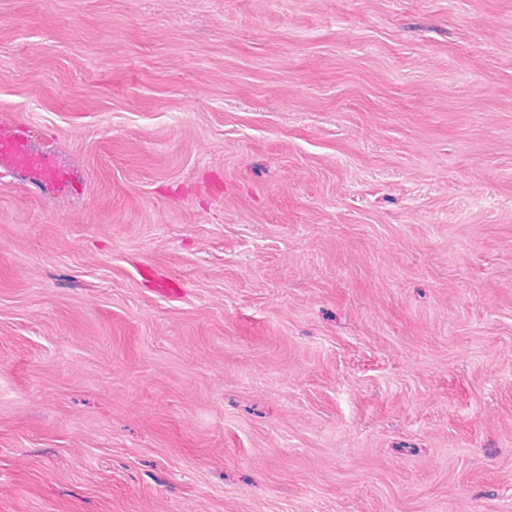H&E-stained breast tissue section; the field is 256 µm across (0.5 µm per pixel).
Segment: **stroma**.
Returning <instances> with one entry per match:
<instances>
[{"instance_id":"1","label":"stroma","mask_w":512,"mask_h":512,"mask_svg":"<svg viewBox=\"0 0 512 512\" xmlns=\"http://www.w3.org/2000/svg\"><path fill=\"white\" fill-rule=\"evenodd\" d=\"M0 512H512V0H0ZM0 138V166L32 175V184L41 189L51 186L61 191L75 190L70 173L56 166L53 157L32 150L24 131Z\"/></svg>"}]
</instances>
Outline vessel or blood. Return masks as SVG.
Returning a JSON list of instances; mask_svg holds the SVG:
<instances>
[{
    "instance_id": "vessel-or-blood-1",
    "label": "vessel or blood",
    "mask_w": 512,
    "mask_h": 512,
    "mask_svg": "<svg viewBox=\"0 0 512 512\" xmlns=\"http://www.w3.org/2000/svg\"><path fill=\"white\" fill-rule=\"evenodd\" d=\"M0 166L32 175L35 187L51 186L61 191L73 188L70 174L56 166L51 155L32 150L24 131L0 138Z\"/></svg>"
}]
</instances>
